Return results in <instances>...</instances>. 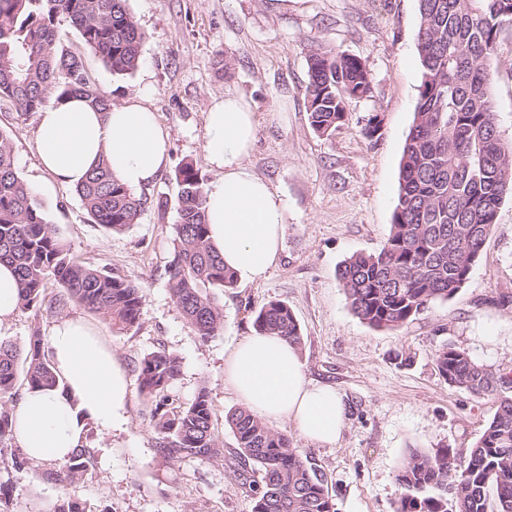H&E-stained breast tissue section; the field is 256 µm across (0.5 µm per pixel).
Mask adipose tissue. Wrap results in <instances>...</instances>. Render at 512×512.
<instances>
[{
	"mask_svg": "<svg viewBox=\"0 0 512 512\" xmlns=\"http://www.w3.org/2000/svg\"><path fill=\"white\" fill-rule=\"evenodd\" d=\"M258 126L254 103L227 93L205 116V160L217 176L205 187L209 238L238 281L263 278L279 261L288 203L247 166ZM168 132L142 96L97 110L87 99L52 102L37 114L36 149L44 195L81 183L99 159L131 188L166 168ZM48 351L62 381L26 391L12 410L14 437L38 463L66 462L87 424L104 433L127 424L129 380L98 331L71 316L54 325ZM224 383L263 421L292 424L306 440L335 444L346 406L335 388L308 380L299 352L280 336L254 333L224 360Z\"/></svg>",
	"mask_w": 512,
	"mask_h": 512,
	"instance_id": "adipose-tissue-1",
	"label": "adipose tissue"
}]
</instances>
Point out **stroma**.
<instances>
[{"instance_id":"obj_1","label":"stroma","mask_w":512,"mask_h":512,"mask_svg":"<svg viewBox=\"0 0 512 512\" xmlns=\"http://www.w3.org/2000/svg\"><path fill=\"white\" fill-rule=\"evenodd\" d=\"M146 39L137 70L112 74L72 28L59 40L77 55L89 81L111 104L146 92L145 104L169 132V163L138 189L145 205L136 224L114 232L92 223L77 190L58 187L41 197L45 217L81 264L134 282L142 295L138 323L118 334L102 317L68 303L98 330L129 379V422L106 436L91 429L94 466L83 479L59 482L52 463L0 475L13 512H51L60 498L86 512H253V500L228 466L236 452L226 414L239 402L224 384V359L254 330L253 312L284 302L301 328L308 378L343 396L347 417L335 445L294 437L328 478L338 512H395L397 474L410 450L450 449L465 462L497 404L448 385L435 353L449 344L484 367L512 369V197L466 283L397 331L375 329L353 314L337 271L356 253L379 251L392 223L402 151L421 81L417 0H128ZM330 47L356 56L373 78V95L346 102V120L328 136L316 133L306 110L307 57ZM491 81L497 123L512 141V28L499 39ZM250 98L259 114L248 167L288 201L279 263L259 280L219 292L224 329L201 340L183 318L168 283L175 253L176 168L197 163L206 180L205 116L214 97ZM380 129L366 137L370 115ZM0 127L9 131L16 167L28 185L42 176L35 113L0 100ZM59 315L17 313L0 339L26 346L33 331L49 334ZM166 351L181 360L169 389L173 406L207 390L224 452L213 457H164L150 409L136 380L139 360Z\"/></svg>"}]
</instances>
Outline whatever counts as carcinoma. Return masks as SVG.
Returning <instances> with one entry per match:
<instances>
[{"instance_id": "obj_1", "label": "carcinoma", "mask_w": 512, "mask_h": 512, "mask_svg": "<svg viewBox=\"0 0 512 512\" xmlns=\"http://www.w3.org/2000/svg\"><path fill=\"white\" fill-rule=\"evenodd\" d=\"M417 50L422 76L413 123L405 139L399 191L389 236L376 253H357L338 275L353 313L376 329L399 330L436 301L452 297L469 278L512 194V143L502 140L489 80L500 36L512 27V0H418ZM76 30L84 44L116 75L139 65L145 34L127 0H0V99L16 111L37 112L51 100L83 95L106 112L110 102L84 75L81 59L58 39L59 27ZM307 112L312 128L329 136L345 120L348 99L372 97L370 71L357 57L320 48L308 56ZM177 249L168 267L170 291L196 335L207 340L224 329L215 289L232 288L208 238L205 178L193 162L175 171ZM92 222L112 231L136 223L143 199L99 163L77 186ZM0 262L15 266L19 311L56 313L75 300L127 332L142 305L138 286L86 267L71 255L44 217L41 203L15 167L10 137L0 128ZM61 299L46 303L48 284ZM254 326L300 347L299 324L287 304L269 301L254 311ZM438 374L448 385L498 403L492 420L470 449L466 464L448 449L412 451L398 473L396 512H512V377L493 373L466 352L436 351ZM180 373L178 356L145 355L137 367L140 392L150 407L159 447L171 459L217 456L206 390L178 410L168 391ZM59 380L45 354L40 330L28 347L0 341V473L28 463L14 440L11 406L18 387L54 388ZM226 422L238 452V478L251 492L253 512H337L328 479L288 435L240 407ZM82 446L63 464L62 482L91 471ZM260 473L254 479L248 466ZM496 490L495 506L487 492Z\"/></svg>"}]
</instances>
